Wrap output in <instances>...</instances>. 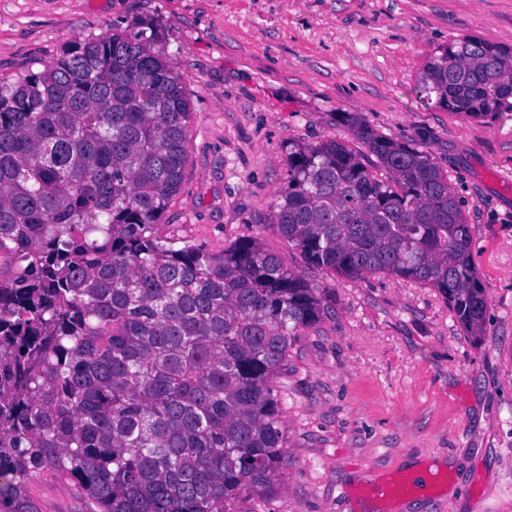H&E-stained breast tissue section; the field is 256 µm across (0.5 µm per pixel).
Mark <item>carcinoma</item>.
I'll use <instances>...</instances> for the list:
<instances>
[{"label":"carcinoma","instance_id":"obj_1","mask_svg":"<svg viewBox=\"0 0 512 512\" xmlns=\"http://www.w3.org/2000/svg\"><path fill=\"white\" fill-rule=\"evenodd\" d=\"M153 25L114 26L0 82V512H38L30 473L90 512H231L283 477L276 379L321 315L315 270L438 290L480 332L470 227L430 154L354 133L288 152L272 223L300 268L240 237L215 251L154 229L179 192L190 104ZM420 89L472 118L512 112V48L465 36Z\"/></svg>","mask_w":512,"mask_h":512}]
</instances>
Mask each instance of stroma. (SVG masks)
<instances>
[{"mask_svg":"<svg viewBox=\"0 0 512 512\" xmlns=\"http://www.w3.org/2000/svg\"><path fill=\"white\" fill-rule=\"evenodd\" d=\"M116 23L155 26L151 49L190 102L189 160L160 235L214 250L249 236L297 266L270 221L288 151L338 140L372 164L351 115L431 153L485 288L470 336L436 289L315 274L323 314L276 383L288 467L234 512H512V116L474 119L419 90L459 37L512 47V0H0V80ZM28 487L40 512L88 508L49 475Z\"/></svg>","mask_w":512,"mask_h":512,"instance_id":"35a3bbf8","label":"stroma"}]
</instances>
